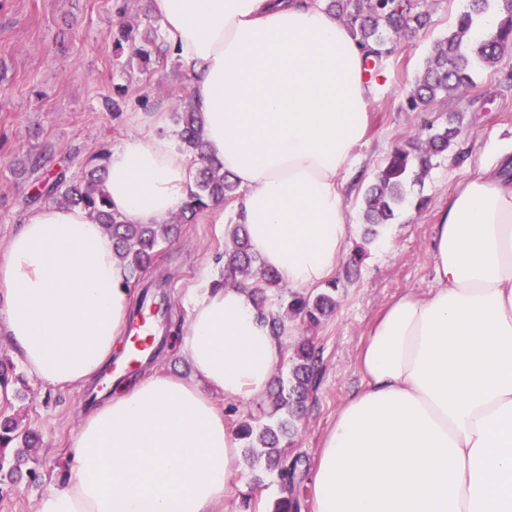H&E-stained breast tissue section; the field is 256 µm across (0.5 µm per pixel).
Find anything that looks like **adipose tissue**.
I'll list each match as a JSON object with an SVG mask.
<instances>
[{"instance_id":"1","label":"adipose tissue","mask_w":512,"mask_h":512,"mask_svg":"<svg viewBox=\"0 0 512 512\" xmlns=\"http://www.w3.org/2000/svg\"><path fill=\"white\" fill-rule=\"evenodd\" d=\"M192 70L210 155L242 192L251 250L292 288L339 267L356 233L344 197L383 72L321 0H153ZM103 185L129 224L178 211L198 169L162 105L128 115ZM434 281L372 325L361 384L336 413L312 512H512V178L490 165L449 198L430 242ZM88 211L42 205L0 251V335L38 383L94 380L132 295ZM181 352L194 376L148 375L86 413L69 476L35 512H216L240 441L213 394L258 398L283 359L250 292L210 270L190 289Z\"/></svg>"}]
</instances>
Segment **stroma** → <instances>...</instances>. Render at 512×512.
Segmentation results:
<instances>
[{
	"label": "stroma",
	"instance_id": "35a3bbf8",
	"mask_svg": "<svg viewBox=\"0 0 512 512\" xmlns=\"http://www.w3.org/2000/svg\"><path fill=\"white\" fill-rule=\"evenodd\" d=\"M467 0H442L428 29L401 36L383 67L385 77L369 108L370 130L358 157L345 205L354 222L362 220V199L395 146L422 138L427 125H444L460 115L461 135L447 155L438 158L423 185L409 188L408 201L394 223L381 227L376 241L355 235L350 248L367 255L354 273L339 267L344 286L334 311L318 327L301 320L286 321L283 349L311 337L321 358V378L310 395L299 431L288 448L297 459L302 502H309L310 483L322 440L336 413L358 389V355L366 336L385 305L413 288L433 285L429 252L433 226L440 220L458 183L476 172V161L497 162L512 146V54L495 67L479 70L465 99L445 98L435 106L410 108L415 78L435 43L452 29ZM147 27L143 5L130 0H0V251L28 211V201L47 172L81 176L86 158L118 144L132 132L126 113L107 111L104 102L125 77L116 68L112 33L119 24ZM150 102L173 106L190 94V76L172 68L156 69L146 87ZM44 154V169L30 167L33 156ZM391 239L390 249L381 242ZM225 242L210 224L208 214L185 225L179 241L163 245L147 280H165L160 293L172 317L160 320L156 337L164 347L158 357L142 364L143 374L191 376L192 367L179 351L183 336L176 324L186 318L188 288L198 283L203 266L223 252ZM0 362L13 365L11 395L0 401V414L14 417L20 427L36 431L37 448L25 466L35 476L0 485V512H35L38 498L70 471L71 438L91 405L88 393L105 400L116 392L118 380L96 378L67 388L39 384L24 372L14 347L0 337ZM264 465L241 463L228 487L223 512H244L243 495H251L260 512H268L280 490L265 480Z\"/></svg>",
	"mask_w": 512,
	"mask_h": 512
}]
</instances>
